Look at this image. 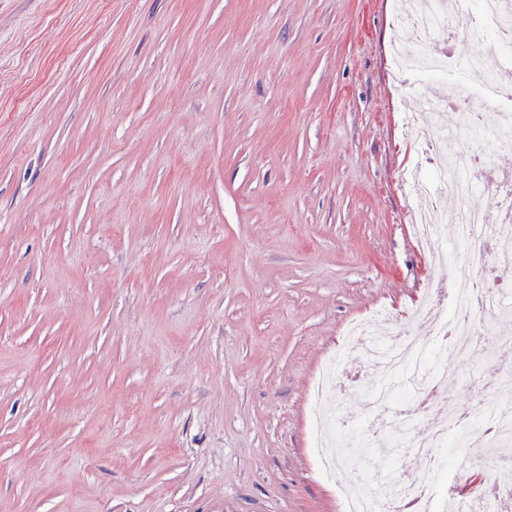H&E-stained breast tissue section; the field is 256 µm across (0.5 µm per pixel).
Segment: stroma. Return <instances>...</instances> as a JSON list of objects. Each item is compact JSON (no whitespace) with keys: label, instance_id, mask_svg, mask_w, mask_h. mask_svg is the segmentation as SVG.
<instances>
[{"label":"stroma","instance_id":"stroma-1","mask_svg":"<svg viewBox=\"0 0 512 512\" xmlns=\"http://www.w3.org/2000/svg\"><path fill=\"white\" fill-rule=\"evenodd\" d=\"M403 0H0V512H342L315 463L311 402L338 399L377 453L341 352L379 307L464 286L451 225L430 263L409 217L445 199L403 170L436 160L401 132L391 64ZM481 346L444 361L450 401L504 398ZM482 445L437 449L434 491L469 494Z\"/></svg>","mask_w":512,"mask_h":512}]
</instances>
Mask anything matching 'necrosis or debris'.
Masks as SVG:
<instances>
[{
    "mask_svg": "<svg viewBox=\"0 0 512 512\" xmlns=\"http://www.w3.org/2000/svg\"><path fill=\"white\" fill-rule=\"evenodd\" d=\"M411 3L410 10L396 12L393 16L392 26L397 35L413 37L426 45L443 38L462 41L488 33L493 37L495 59L489 64L462 53L445 58H408L397 52L392 62L399 71L443 75L463 66L473 74L472 87L478 90L490 85V72L512 70V40L503 36L504 31L512 29V7L505 0H479L475 5L470 0H411ZM416 97L419 109L406 115L404 133L408 138L421 140L425 149L441 156L438 178L447 185L453 207L447 212L440 206H431L413 216L411 223L423 248H432L436 229L448 222L456 224L458 239L466 246L462 258L470 274L468 285L449 289L451 310H438L430 320L432 334L442 354L462 358L477 344L473 327L475 311L491 309L500 316H512V284L502 281L490 287L482 278L488 261L512 267V228L496 222L497 213L512 211V184L483 183L473 175L475 168L484 163L487 151L512 148V98L495 99L497 128L490 138H485L488 149L482 152L470 145L471 140L483 138V119L479 113L465 109L463 125L447 124L435 116L436 111L443 108V101L421 91ZM423 115L434 118V132L426 138L421 135L419 121ZM479 189L493 197V211L471 207L470 198ZM346 345L366 355L389 378L388 383L365 395L369 412H380L382 401L393 397L394 377L407 376L412 392H421L423 382L417 371L421 366L422 348L417 337L408 331L371 330L366 324L358 323L347 331ZM343 390L341 378L334 376L331 366H324L316 381L315 415L319 463L329 472L352 470L359 464L350 452L345 415L324 406L327 398L340 395ZM480 421V411L471 406L459 407L456 413L436 421L410 417L406 406H396L382 422L385 441L372 477L342 491L344 512H400L405 504L414 512H442L435 507L431 488L421 476L425 470L436 466L435 451L446 447L449 426ZM405 435L410 436L415 450L408 463L395 458V448Z\"/></svg>",
    "mask_w": 512,
    "mask_h": 512,
    "instance_id": "obj_1",
    "label": "necrosis or debris"
}]
</instances>
